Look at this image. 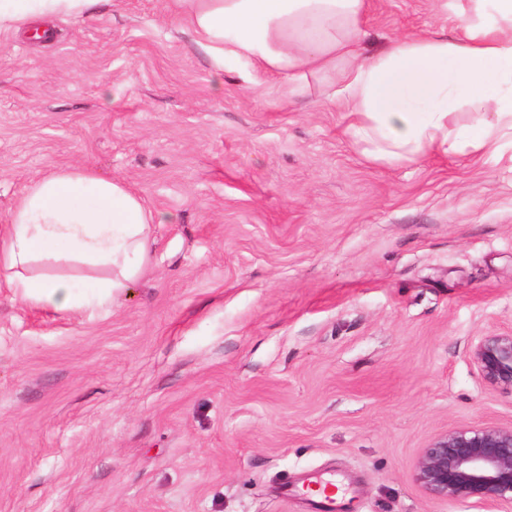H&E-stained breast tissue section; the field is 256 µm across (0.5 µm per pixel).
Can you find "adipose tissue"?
Wrapping results in <instances>:
<instances>
[{
    "mask_svg": "<svg viewBox=\"0 0 512 512\" xmlns=\"http://www.w3.org/2000/svg\"><path fill=\"white\" fill-rule=\"evenodd\" d=\"M103 0H0V30L53 34ZM216 71L238 63L270 74L289 95L325 85L344 105L347 133L375 159L428 151L512 161V0H441L452 32L402 34L371 54L358 48L367 0H172ZM158 217L123 181L65 169L33 183L0 238V281L22 302L61 311L99 306L144 263ZM35 260L108 269L75 289L65 276L25 275Z\"/></svg>",
    "mask_w": 512,
    "mask_h": 512,
    "instance_id": "obj_1",
    "label": "adipose tissue"
}]
</instances>
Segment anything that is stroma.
I'll list each match as a JSON object with an SVG mask.
<instances>
[{
    "mask_svg": "<svg viewBox=\"0 0 512 512\" xmlns=\"http://www.w3.org/2000/svg\"><path fill=\"white\" fill-rule=\"evenodd\" d=\"M170 0H109L55 36L0 30V235L66 168L124 180L152 225L138 279L58 312L0 282V512H501L429 497L439 434L512 425L471 362L512 330V162H387L341 104L216 73ZM368 0L365 51L452 30ZM310 485L315 486L312 490L317 493V508L319 512H335L336 509L343 507L340 505L341 503L337 502L333 488L321 483L319 477L310 478L308 480V486Z\"/></svg>",
    "mask_w": 512,
    "mask_h": 512,
    "instance_id": "stroma-1",
    "label": "stroma"
}]
</instances>
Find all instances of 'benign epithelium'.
<instances>
[{
	"instance_id": "obj_1",
	"label": "benign epithelium",
	"mask_w": 512,
	"mask_h": 512,
	"mask_svg": "<svg viewBox=\"0 0 512 512\" xmlns=\"http://www.w3.org/2000/svg\"><path fill=\"white\" fill-rule=\"evenodd\" d=\"M471 360L488 383L512 390V331L479 337ZM415 472L434 498L512 505V426L443 433L423 450Z\"/></svg>"
}]
</instances>
